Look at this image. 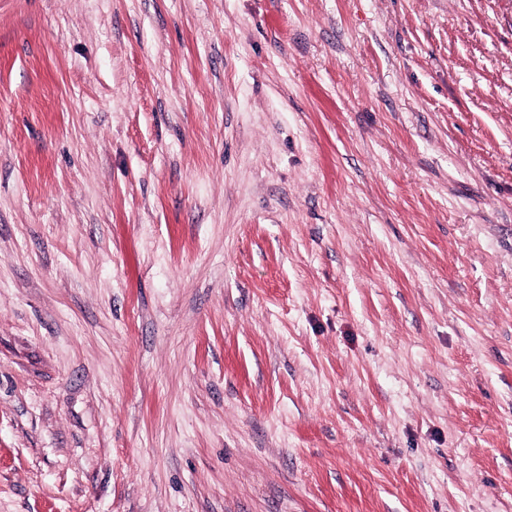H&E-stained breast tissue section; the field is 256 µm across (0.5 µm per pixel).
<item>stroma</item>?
I'll return each instance as SVG.
<instances>
[{"label": "stroma", "instance_id": "obj_1", "mask_svg": "<svg viewBox=\"0 0 512 512\" xmlns=\"http://www.w3.org/2000/svg\"><path fill=\"white\" fill-rule=\"evenodd\" d=\"M0 512H512V0H0Z\"/></svg>", "mask_w": 512, "mask_h": 512}]
</instances>
